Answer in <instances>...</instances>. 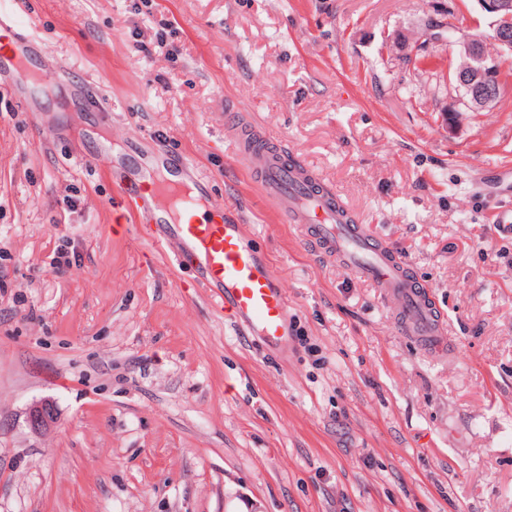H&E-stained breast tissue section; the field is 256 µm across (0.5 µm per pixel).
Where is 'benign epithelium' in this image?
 I'll return each mask as SVG.
<instances>
[{"label":"benign epithelium","mask_w":512,"mask_h":512,"mask_svg":"<svg viewBox=\"0 0 512 512\" xmlns=\"http://www.w3.org/2000/svg\"><path fill=\"white\" fill-rule=\"evenodd\" d=\"M489 21L498 45L496 54L487 52L483 36L448 28V55H459L464 64L452 73L453 81L463 90L466 105L473 111L496 106L500 97V58L512 54V0H475Z\"/></svg>","instance_id":"obj_1"}]
</instances>
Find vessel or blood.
<instances>
[{
	"mask_svg": "<svg viewBox=\"0 0 512 512\" xmlns=\"http://www.w3.org/2000/svg\"><path fill=\"white\" fill-rule=\"evenodd\" d=\"M27 37L14 17L0 13V60L20 62ZM235 141L237 158L273 200L284 223L301 226L330 260L370 280L394 306L397 323L408 335L427 346L440 345L442 329L426 291L405 270L404 260L377 246L358 224L348 223L336 206L335 195L282 147L268 142L255 128L225 124ZM161 165L136 171L121 185L127 208H136L156 195L173 199L182 218L173 222L172 243L177 258L199 263L206 287L212 288L226 312L272 347L288 342V296L269 263L245 243L243 227L223 219L222 204L206 200L187 188L165 184ZM205 209L207 222L195 213Z\"/></svg>",
	"mask_w": 512,
	"mask_h": 512,
	"instance_id": "b4317fda",
	"label": "vessel or blood"
}]
</instances>
